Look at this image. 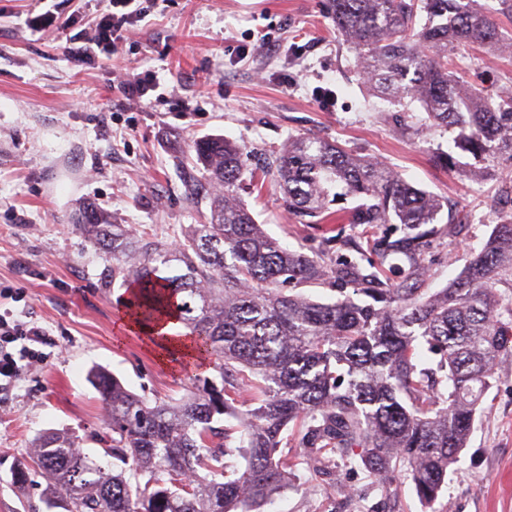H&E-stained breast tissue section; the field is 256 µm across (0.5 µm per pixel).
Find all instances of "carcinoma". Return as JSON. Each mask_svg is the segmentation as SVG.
<instances>
[{
    "mask_svg": "<svg viewBox=\"0 0 512 512\" xmlns=\"http://www.w3.org/2000/svg\"><path fill=\"white\" fill-rule=\"evenodd\" d=\"M336 29L377 95L418 103L435 127L455 131L454 148L474 163L472 179L495 177L497 208L512 201V179L497 160L512 157V93L482 96L449 70L459 47L504 49L491 11L478 0H331ZM210 187V216L175 245H143L123 224L87 204L73 224L112 258V279L132 286L129 307L144 325L185 330L217 375L189 377L180 399L150 401L113 375L90 378L107 412L111 445L102 465L72 437L48 433L31 461L46 483V512L70 500L74 512H260L288 489L300 457H350L385 493L401 474L419 500L439 497L473 429L478 407L512 355V209L500 214L480 252L448 287H420L425 224L442 202L381 161L335 140L288 138L262 176L272 175L288 212L310 224H364L366 246L332 266L268 236L237 197L243 147L222 136L193 144ZM351 198V208L330 204ZM402 224L404 237L372 228ZM380 263L397 258L407 278L382 282ZM327 279L342 297L318 302L294 291ZM354 283L355 295L343 285ZM294 287L286 289L285 284ZM438 356L422 361L421 344ZM245 391L257 407L241 411ZM298 432L299 455L283 453ZM242 462L235 477L231 462Z\"/></svg>",
    "mask_w": 512,
    "mask_h": 512,
    "instance_id": "cac0c4a2",
    "label": "carcinoma"
}]
</instances>
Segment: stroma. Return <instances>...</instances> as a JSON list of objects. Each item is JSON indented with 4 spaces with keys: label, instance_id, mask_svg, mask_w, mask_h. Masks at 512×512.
<instances>
[{
    "label": "stroma",
    "instance_id": "35a3bbf8",
    "mask_svg": "<svg viewBox=\"0 0 512 512\" xmlns=\"http://www.w3.org/2000/svg\"><path fill=\"white\" fill-rule=\"evenodd\" d=\"M330 0H140L147 13L117 42L114 62H85L67 47L111 0H0V314L46 327L45 360L0 396V512L40 505L45 481L25 490L12 469L36 437L65 432L102 458L105 409L87 375L108 369L136 395L180 398L189 369L161 361L146 336L122 323L120 286L105 287L111 258L71 222L83 202L139 239L174 244L210 214L184 182L202 172L192 146L210 135L241 144L248 169L289 136L314 134L384 161L416 187L467 211L427 238L426 286L454 280L479 252L497 215L498 183H475L433 162L450 133L373 97L355 52L337 31ZM457 76L486 95L512 90V56L454 53ZM154 74L158 87L126 99L113 74ZM239 198L284 247L336 261V238L288 213L273 186L242 182ZM332 483L299 463L288 491L265 512H512V357L498 365L468 444L433 506L409 478L382 493L356 462L333 456Z\"/></svg>",
    "mask_w": 512,
    "mask_h": 512
}]
</instances>
